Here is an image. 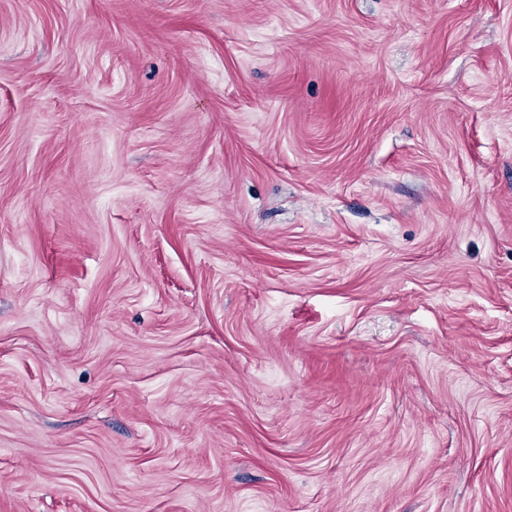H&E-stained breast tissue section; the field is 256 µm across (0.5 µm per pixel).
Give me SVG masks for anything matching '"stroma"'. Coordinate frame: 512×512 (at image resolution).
<instances>
[{"mask_svg":"<svg viewBox=\"0 0 512 512\" xmlns=\"http://www.w3.org/2000/svg\"><path fill=\"white\" fill-rule=\"evenodd\" d=\"M0 512H512V0H0Z\"/></svg>","mask_w":512,"mask_h":512,"instance_id":"stroma-1","label":"stroma"}]
</instances>
